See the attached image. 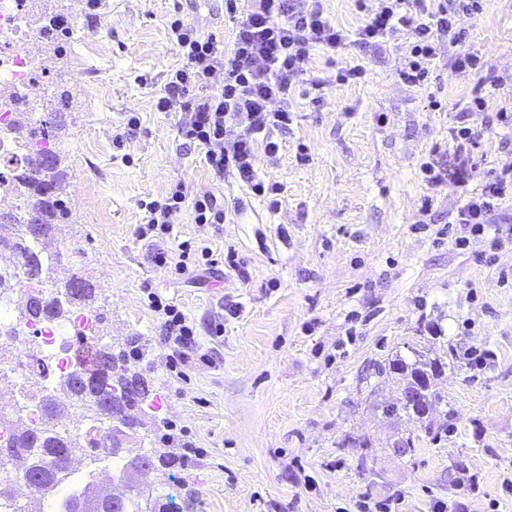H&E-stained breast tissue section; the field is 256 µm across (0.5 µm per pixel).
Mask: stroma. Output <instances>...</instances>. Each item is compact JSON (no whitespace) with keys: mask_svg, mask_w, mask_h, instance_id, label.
Here are the masks:
<instances>
[{"mask_svg":"<svg viewBox=\"0 0 512 512\" xmlns=\"http://www.w3.org/2000/svg\"><path fill=\"white\" fill-rule=\"evenodd\" d=\"M42 2L41 24L54 36L32 61L49 89L68 92L55 106L68 219L51 281L95 284L103 343L152 387L130 453L177 459L143 478L141 512L171 500L178 512H359L378 502L433 512L439 501L456 512H512V239L459 250L437 236L493 170L512 167V0H483L482 13L463 21L501 78L482 112L469 107L480 77L452 69L447 38L418 87L397 75L408 32L332 56L315 50L290 101L293 124L272 133L278 153L258 155L260 175L282 187L275 208L232 177L216 181L202 153L182 144L180 102L155 108L181 61L171 21L231 39L225 0ZM73 41L86 44L84 60L71 55ZM356 65L365 78L340 83ZM312 77L324 83L317 105L305 95ZM460 126L480 139L461 155L452 139ZM435 151L451 159L457 181H424L420 167ZM178 180L213 191L226 219L197 224L181 212L164 248L234 251L248 281L227 266L174 275L154 265L138 236L144 205ZM426 199L431 224L418 232ZM151 292L182 310L213 357L193 361L186 379L167 365ZM230 305L237 315H227ZM213 322L223 335H208ZM474 347L487 355L477 369L464 356ZM415 349L448 355L435 381L448 409L431 416L440 439L400 458L391 442L420 427L383 414L398 382L384 368ZM456 461L469 477L451 486Z\"/></svg>","mask_w":512,"mask_h":512,"instance_id":"35a3bbf8","label":"stroma"}]
</instances>
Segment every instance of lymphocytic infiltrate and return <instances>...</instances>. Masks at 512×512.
Listing matches in <instances>:
<instances>
[{
    "label": "lymphocytic infiltrate",
    "mask_w": 512,
    "mask_h": 512,
    "mask_svg": "<svg viewBox=\"0 0 512 512\" xmlns=\"http://www.w3.org/2000/svg\"><path fill=\"white\" fill-rule=\"evenodd\" d=\"M239 10L236 0H226L234 22L231 48H224L215 35L202 34L183 20H174L171 32L180 49L182 64L167 76L156 102L158 111H168L182 100V115L176 133L185 144L201 150L213 177L233 175L251 192L277 206L281 187L260 177L259 152L274 153V129L292 123L288 100L297 78L311 59L315 47L333 53L349 39L373 45L399 30L413 39L410 60L398 71L399 78L417 86L428 75L440 35H447L457 51L454 68L481 73L487 85L499 81L486 56L470 49L460 26L462 18L480 14L482 0H457L454 8L430 9L428 0H380L378 8L355 35L333 25L326 17L323 0H248ZM512 195V167L494 172L480 194L460 208L448 233L459 249L472 240L492 238L500 242L503 230L494 215L502 200ZM190 209L195 223L220 224L224 208L210 192L191 193L184 182H175L164 202L146 203L148 219L139 236L168 234L171 217ZM150 307L161 319L170 348V368H181L198 353L196 329L175 305L150 295Z\"/></svg>",
    "instance_id": "1"
}]
</instances>
